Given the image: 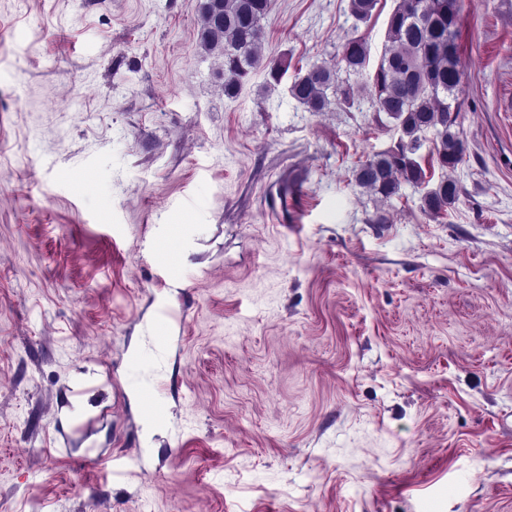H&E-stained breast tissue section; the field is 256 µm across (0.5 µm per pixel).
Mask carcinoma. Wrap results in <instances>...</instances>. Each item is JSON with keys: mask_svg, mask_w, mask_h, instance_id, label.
Returning a JSON list of instances; mask_svg holds the SVG:
<instances>
[{"mask_svg": "<svg viewBox=\"0 0 512 512\" xmlns=\"http://www.w3.org/2000/svg\"><path fill=\"white\" fill-rule=\"evenodd\" d=\"M202 18L201 46L224 57V93L234 96L250 73L270 68L278 81L287 66L265 60L262 54V21L274 0H197ZM378 0H351V14L358 21L372 16ZM458 0H397L388 22L386 48L369 76L371 105L396 121L397 146L374 155L356 170V181L385 198L396 194L400 181L420 187L425 170L413 155L422 147V134L433 135L432 163L445 174L420 197V210L441 216L458 199L456 181L446 175L463 160L466 145L456 130L451 113L458 110L456 91L461 82L458 45ZM369 51L362 38L343 45L339 64L346 73L360 75L368 66ZM349 106L359 98V89L338 81L336 69L312 65L295 78L289 94L309 112H322L329 105L328 93Z\"/></svg>", "mask_w": 512, "mask_h": 512, "instance_id": "1", "label": "carcinoma"}]
</instances>
